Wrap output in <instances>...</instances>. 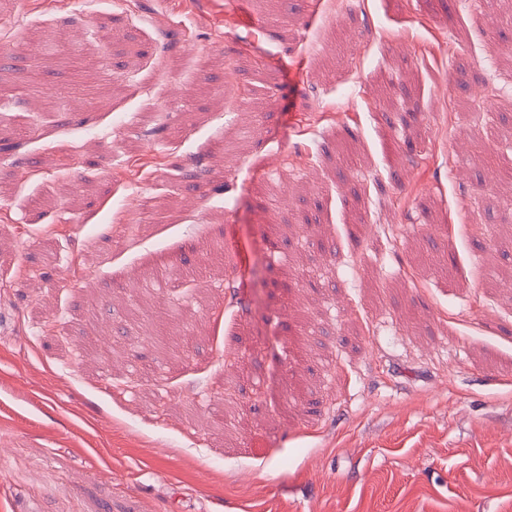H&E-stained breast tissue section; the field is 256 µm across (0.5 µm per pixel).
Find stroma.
<instances>
[{"mask_svg":"<svg viewBox=\"0 0 512 512\" xmlns=\"http://www.w3.org/2000/svg\"><path fill=\"white\" fill-rule=\"evenodd\" d=\"M1 44L0 512H512V0H0Z\"/></svg>","mask_w":512,"mask_h":512,"instance_id":"35a3bbf8","label":"stroma"}]
</instances>
